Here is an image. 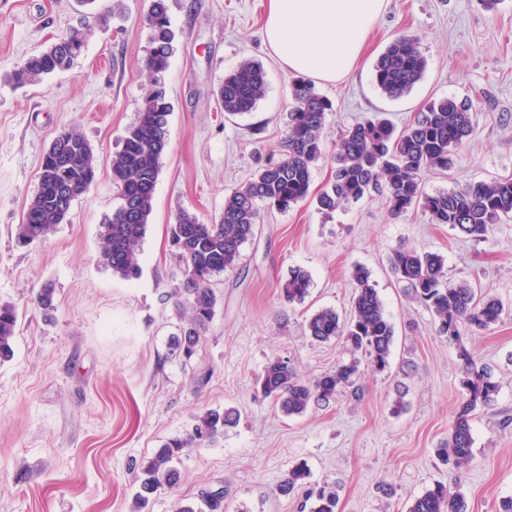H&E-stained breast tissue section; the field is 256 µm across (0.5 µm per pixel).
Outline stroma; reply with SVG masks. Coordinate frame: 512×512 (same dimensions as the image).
I'll list each match as a JSON object with an SVG mask.
<instances>
[{
    "label": "stroma",
    "instance_id": "35a3bbf8",
    "mask_svg": "<svg viewBox=\"0 0 512 512\" xmlns=\"http://www.w3.org/2000/svg\"><path fill=\"white\" fill-rule=\"evenodd\" d=\"M0 0V303L19 313L14 357L0 364V512H134V475L157 448L183 438L208 410L233 408L236 423L209 445L184 449L180 482L145 512H177L200 493L224 491V512H301L303 495L283 496L289 470L306 463L309 485L328 486L336 512H407L436 483L464 492L468 512H498L512 498V218L478 242L415 209L400 217L372 194L331 212L316 198L330 162L314 170L308 198L285 212H261L237 266L215 279V315L191 364L171 354L182 325L173 295L184 275L169 228L182 210L207 224L286 136L291 78L263 42L267 0H169L176 32L166 81L173 110L154 209L140 245L141 274L126 280L101 259L99 226L119 199L110 157L122 147L147 90L142 75L151 0ZM87 40L74 65L34 85L3 82L29 55L69 29ZM414 35L428 65L406 96L389 99L373 82L388 42ZM264 66L256 109L228 115L214 92L244 60ZM318 91L333 103L324 140L382 113L397 127L435 98H467L476 131L454 168L424 175V190H458L512 174V0H387L355 69ZM77 126L102 163L67 223L45 239L18 244L16 229L35 193L39 164L62 129ZM442 254L452 281L502 302L498 323L464 344L499 382L492 406L472 416L473 459L460 470L435 450L465 395L458 350L434 315L399 284L398 246ZM365 267L395 327L389 364L373 371L341 340L314 342L306 324L319 309L348 317L351 273ZM312 280L304 302L288 304L279 285L293 268ZM55 289V309L36 297ZM274 358L304 380L357 361L361 397L285 416L261 395L258 379ZM208 372L205 385L195 376Z\"/></svg>",
    "mask_w": 512,
    "mask_h": 512
}]
</instances>
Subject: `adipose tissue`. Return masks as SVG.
Masks as SVG:
<instances>
[{
	"mask_svg": "<svg viewBox=\"0 0 512 512\" xmlns=\"http://www.w3.org/2000/svg\"><path fill=\"white\" fill-rule=\"evenodd\" d=\"M387 0H269L264 40L284 69L333 83L350 73Z\"/></svg>",
	"mask_w": 512,
	"mask_h": 512,
	"instance_id": "adipose-tissue-1",
	"label": "adipose tissue"
}]
</instances>
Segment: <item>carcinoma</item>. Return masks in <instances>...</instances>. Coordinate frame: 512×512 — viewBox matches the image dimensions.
Listing matches in <instances>:
<instances>
[{
	"instance_id": "1",
	"label": "carcinoma",
	"mask_w": 512,
	"mask_h": 512,
	"mask_svg": "<svg viewBox=\"0 0 512 512\" xmlns=\"http://www.w3.org/2000/svg\"><path fill=\"white\" fill-rule=\"evenodd\" d=\"M145 24L149 49L142 74L149 90L121 150L110 159L112 185L121 203L104 218L99 232L103 264L126 280L140 275L139 245L153 212L172 112L164 81L175 39L167 0H152ZM84 47L85 33L72 29L29 56L10 76V82L31 85L65 70ZM426 67L427 59L417 39L400 34L377 58L373 78L382 95L399 99L423 78ZM289 88L292 107L280 156L259 165L245 185L225 198L224 210L215 223L205 224L184 210L170 228L173 255L183 266L185 277L184 287L174 291L183 326L175 338L173 353L186 362L201 349L204 333L215 315L217 296L212 282L237 265L242 245L254 235L259 205L286 210L305 200L313 171L325 157L323 131L332 102L300 77L292 79ZM265 89L263 65L246 60L224 75L217 96L226 114L242 115L256 108ZM474 128L472 104L453 97L426 104L400 130L386 117L354 123L341 131L334 145L332 179L319 195L318 204L331 211L382 190L395 217L419 208L434 224H446L474 240H484L493 225L512 218L511 175L435 194L425 193L422 187L425 171H446L454 166L458 148ZM99 163L95 148L78 129L69 127L59 132L41 158L37 190L17 227V239L23 243L44 239L56 225L64 223L73 201L95 183ZM391 270L403 288L439 320V331L448 336V344L458 349L465 398L448 430V439L440 443L436 455L443 465L463 468L473 455L472 413L491 405L499 392L492 368L465 348V332L483 331L499 322L503 306L493 298L478 295L467 282L449 281L445 258L438 253L399 247L393 251ZM369 278L366 268H354L355 292L349 320H340L332 309H322L310 317L307 329L319 343L344 339L354 351L364 353L372 369L383 371L389 364L395 331ZM310 283L309 275L296 269L280 284V296L288 303L302 302ZM17 322L15 307L0 304V364L14 356ZM357 371L355 361L340 364L307 383L288 362L277 358L266 365L258 385L261 394L273 399L282 412L301 415L310 406L327 404L353 387ZM232 415L231 411L208 410L197 418L188 437L171 439L158 449L136 476L137 507L146 504L158 490L176 485L179 472L175 461L183 449L212 442L223 433ZM308 476L306 463L296 464L279 484L280 493H292ZM178 512H224V495L204 491L194 505L181 506ZM311 512H336L335 490L324 486L317 489ZM408 512H467V506L464 493H452L439 483L416 497Z\"/></svg>"
}]
</instances>
